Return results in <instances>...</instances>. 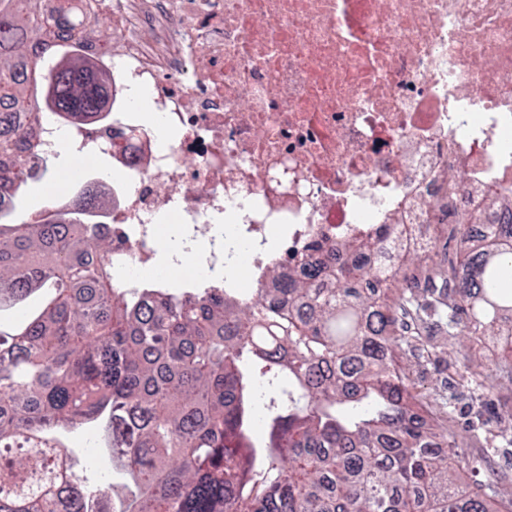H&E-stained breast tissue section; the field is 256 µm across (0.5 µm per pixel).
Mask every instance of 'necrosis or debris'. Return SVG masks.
<instances>
[{"label":"necrosis or debris","mask_w":512,"mask_h":512,"mask_svg":"<svg viewBox=\"0 0 512 512\" xmlns=\"http://www.w3.org/2000/svg\"><path fill=\"white\" fill-rule=\"evenodd\" d=\"M85 54L112 70L111 123L42 124L112 154L116 285L142 288L168 236L191 286H260L317 244L392 224L423 251L442 206L512 188V0H82ZM144 96L160 123L141 125Z\"/></svg>","instance_id":"4bbe7bcc"}]
</instances>
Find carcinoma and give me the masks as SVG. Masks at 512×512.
I'll list each match as a JSON object with an SVG mask.
<instances>
[{"mask_svg":"<svg viewBox=\"0 0 512 512\" xmlns=\"http://www.w3.org/2000/svg\"><path fill=\"white\" fill-rule=\"evenodd\" d=\"M78 0H0V199L40 176L25 154L41 122L110 116L112 83L58 63L79 47ZM96 192L51 200L32 223L0 211V313L43 302L0 329V512H512V482L458 480L461 457L483 468L508 456L512 423L476 416L472 436L499 445L477 455L431 423L409 390L412 363L437 354L424 340L500 336L512 312V223L480 206L455 215L460 233L486 225L479 248L428 268L424 288L382 284L371 255L393 234L345 239L239 302L222 288L117 287L112 240L87 222ZM472 402L512 385V340L485 371L455 367ZM269 388L252 428L259 384ZM93 433L114 480L66 479L69 433Z\"/></svg>","mask_w":512,"mask_h":512,"instance_id":"1","label":"carcinoma"}]
</instances>
